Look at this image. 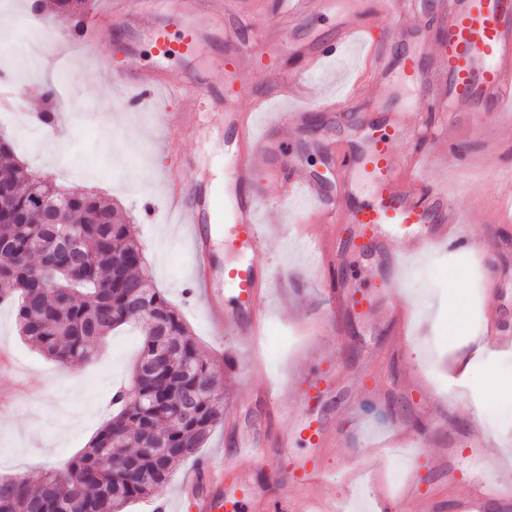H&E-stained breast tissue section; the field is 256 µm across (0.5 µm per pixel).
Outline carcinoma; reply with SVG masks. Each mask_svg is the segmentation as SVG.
Instances as JSON below:
<instances>
[{
    "label": "carcinoma",
    "mask_w": 512,
    "mask_h": 512,
    "mask_svg": "<svg viewBox=\"0 0 512 512\" xmlns=\"http://www.w3.org/2000/svg\"><path fill=\"white\" fill-rule=\"evenodd\" d=\"M86 0H55L59 20L73 21ZM13 305L18 332L44 355L80 364L113 330L133 325L143 336L133 368L157 349L172 357L156 374L176 403L196 386L188 419H171L118 390V407L85 451L46 471L38 487L25 477H0V512H124L133 500L167 483L175 462L192 458L222 418L216 372L172 303L152 286L134 225L109 201L64 192L14 160L0 138V303Z\"/></svg>",
    "instance_id": "1"
}]
</instances>
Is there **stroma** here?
<instances>
[{
    "mask_svg": "<svg viewBox=\"0 0 512 512\" xmlns=\"http://www.w3.org/2000/svg\"><path fill=\"white\" fill-rule=\"evenodd\" d=\"M372 10L366 19L373 31H383L393 14H400L407 32L401 43H384V54L395 75L383 98L364 88L354 111L336 116L319 110V103L336 96L341 85L337 75L354 74L362 65L359 56L328 61L308 79L313 109L303 122L280 120L278 131L291 149L326 186L335 181L331 150L343 142H361L366 124L388 110L404 105L418 116L414 136L404 149H428L437 156L429 170L432 182H447L470 238L488 244L495 260L497 282L485 291L478 262L466 253L450 250L413 261L390 299L409 302L413 308L410 337L402 339L393 324L381 316L355 311L341 332H325L323 339L336 348V386L355 398L362 386L371 387L381 407L370 423L355 422L346 405L332 403L322 414L337 431L352 436L354 445H336L329 454L336 464L328 497L343 503L346 512H371L368 489L400 492L410 473H417L428 490L411 501L407 512H454L455 497L468 494L469 486H449L448 474L428 468L429 457L448 447H463L474 420H482L491 437V448L512 446V426L487 415L492 408L512 409V372L502 371L495 357L473 358L467 373L451 370V359L473 348L485 311H493L512 324V225L490 223L472 203L468 190L479 188L487 201H495L503 173L512 171V143L490 150L484 142L479 118L465 117L463 125L443 126L442 115L430 111L422 87L397 77L403 52L416 54L423 87H434L443 63L435 54L444 30L438 17L442 0H392V13ZM25 0H5L0 6V85L13 87L10 98H0V136L12 141L17 160L38 175L53 179L70 192H93L118 206L137 227L138 240L152 281L179 310L195 336L202 354L221 373L224 394L218 405L226 420L247 415L260 417L249 400V391L264 381H281L287 417L312 412L300 397L294 366L303 357L310 339L299 327L301 319L318 314L323 305L322 270L299 241L288 216L274 201L278 189L259 178L258 189L272 205L264 215L275 227L260 259L273 267L275 278L288 285L286 294L272 293L268 301V334L258 349L239 344L234 322L223 335H214L201 303L188 297L192 249L184 231L174 228L165 211V184L176 176L202 186L224 184L234 158L224 153L233 134L224 124L223 102L214 104L209 119L210 140L181 142L168 149L162 112L181 108L169 96L152 99L141 111L129 114L122 125H111L124 102L98 92L82 78H75L66 98L52 95L54 69L35 68L26 59L27 46L17 33L18 17ZM237 41L219 36L207 41L203 55L223 60L212 69L211 80L224 86L232 98L238 83L234 56L241 53ZM84 57L100 80L132 84L136 67L153 63L141 32L116 22L100 28ZM157 206L147 218L144 199ZM341 270L350 291L362 294L379 283L375 260L355 247L345 248ZM140 338L136 329L123 327L98 345L94 358L85 364H63L31 347L18 333L13 310L0 305V350L7 351L12 367L0 366V410L16 420L15 428L0 427V476H25L38 484L45 469L63 463L87 447L112 416L114 389L128 381ZM416 370L423 381L409 392L402 379ZM448 423L438 434L420 440L411 454L393 455L369 446L366 437L389 430L397 421L426 426L441 411Z\"/></svg>",
    "mask_w": 512,
    "mask_h": 512,
    "instance_id": "obj_1",
    "label": "stroma"
}]
</instances>
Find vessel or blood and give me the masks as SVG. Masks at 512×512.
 Returning a JSON list of instances; mask_svg holds the SVG:
<instances>
[{
    "mask_svg": "<svg viewBox=\"0 0 512 512\" xmlns=\"http://www.w3.org/2000/svg\"><path fill=\"white\" fill-rule=\"evenodd\" d=\"M145 0H108L102 17L134 27H145L150 36L152 52L157 60L151 69L142 71L134 86H114L116 95L136 90V105L153 99L165 91L190 100L188 109L172 112L168 122L181 137L197 140L205 137L208 123L205 114L222 96L207 76L189 81L181 73L170 71L169 60L197 58L206 39L194 23L203 10L224 12L227 19L237 15V0H163V9L147 11ZM312 10H331L336 17V33L332 40L320 42L296 41L292 38L294 22ZM359 0H282V9L272 29L254 32L250 52L254 58L267 55L270 35L290 40L292 54L304 61V72L320 69L350 47H359L365 54L364 65L356 81L347 82L343 91L332 99L329 109L343 114L360 95L361 85H369L385 93L392 75L378 56V45L370 41L369 25L355 21L361 13ZM178 21V35L168 30L170 21ZM95 37L90 22H81L78 35L71 39L72 51H63L59 61L75 65V49L87 46ZM444 60L432 95V111L452 115L488 112L492 118L485 127L489 146H497L508 135L500 121L503 111L512 110V0H449L447 28L436 49ZM305 98L304 83L297 77L277 79L263 93L251 98L252 107L242 112L226 106L224 122L238 134V163L231 181L224 187L206 188L188 182H168L165 204L177 223L190 227L193 264L190 282L195 295L203 299L208 320L220 325L228 316H236L237 336L256 344L267 322L266 298L273 281L271 266L257 254L264 239L261 220L262 205L252 193L254 171L259 162L273 153L284 156L275 177L279 183L281 201L288 204L305 202L308 215L322 216L326 223L350 224L349 238L327 237L314 226H305L303 234L314 247L321 264L335 268L345 244L361 250L379 252L385 273L380 289L356 299L339 277H331L328 289L329 321L338 322L352 309L370 311L384 308L383 291L397 287L406 265L430 249L461 248L480 257L486 279H493L492 256L482 243L468 238L458 227L460 214L445 191L437 189L424 174L426 156L421 152L400 151V143L409 136L411 114L393 110L384 133L372 136L367 146L346 155L336 151V192L327 195L322 182L286 157L284 142L272 128L256 131L258 113L270 105L291 109L294 120L305 115L300 103ZM363 183L368 193L366 203L349 209L341 204L349 199L356 183ZM506 203L492 207L490 220L495 224L512 223V175H506ZM223 213V224H201L200 214ZM224 235V261L216 263L209 242L214 233ZM385 309V308H384ZM482 343L493 350L512 349V329L486 321L481 333ZM332 348L319 350L304 366L302 396L317 401L330 393L336 379ZM279 386L263 383L256 388L251 402L261 408L264 422L245 436L234 463L235 482L225 487L222 468L205 462L197 474L179 488L177 501L157 502L153 512H173L174 506L188 512H305L301 493L307 488L331 483L334 467L325 450L336 443V430L315 418H302L288 429L276 428L283 413ZM418 428L412 423L396 424L388 442L392 448H409L418 441ZM309 447L307 456L295 461L279 494L257 491L253 464L265 459L270 449L288 448L296 442ZM490 437L481 423H474L465 451H448V465L458 458L466 460V480L469 496L456 499V512H485L486 490L495 484L506 463L489 458L485 450ZM422 490L417 478H410L404 492L378 495L374 512H404L408 500L419 498Z\"/></svg>",
    "mask_w": 512,
    "mask_h": 512,
    "instance_id": "vessel-or-blood-1",
    "label": "vessel or blood"
}]
</instances>
